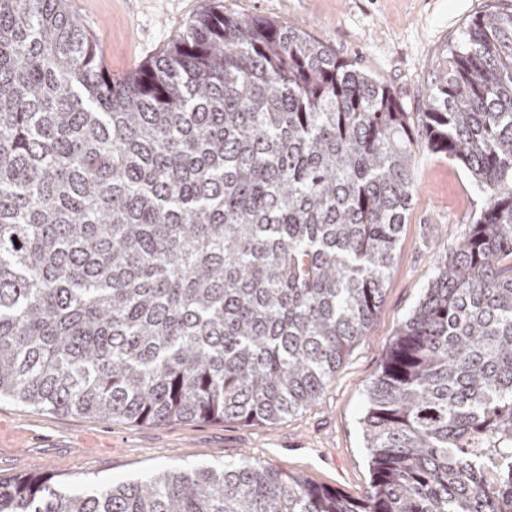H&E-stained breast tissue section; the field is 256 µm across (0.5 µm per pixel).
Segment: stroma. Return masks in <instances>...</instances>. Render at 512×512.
<instances>
[{
  "instance_id": "obj_1",
  "label": "stroma",
  "mask_w": 512,
  "mask_h": 512,
  "mask_svg": "<svg viewBox=\"0 0 512 512\" xmlns=\"http://www.w3.org/2000/svg\"><path fill=\"white\" fill-rule=\"evenodd\" d=\"M113 76L145 65L184 32L205 0H69ZM496 0H223L247 17L284 21L389 85L407 111L427 108L431 82L470 19ZM383 302L323 393L271 424H130L0 401V477L58 476L70 489L136 481L162 469L259 461L362 497L371 483L360 419L398 326L461 240L485 196L457 164L424 149Z\"/></svg>"
}]
</instances>
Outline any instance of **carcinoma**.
Instances as JSON below:
<instances>
[{
	"label": "carcinoma",
	"instance_id": "obj_1",
	"mask_svg": "<svg viewBox=\"0 0 512 512\" xmlns=\"http://www.w3.org/2000/svg\"><path fill=\"white\" fill-rule=\"evenodd\" d=\"M422 147L487 204L367 387L361 498L245 461L84 491L0 478V512H512V4L470 20L415 115L219 3L114 79L68 0H0V400L298 412L382 301Z\"/></svg>",
	"mask_w": 512,
	"mask_h": 512
}]
</instances>
